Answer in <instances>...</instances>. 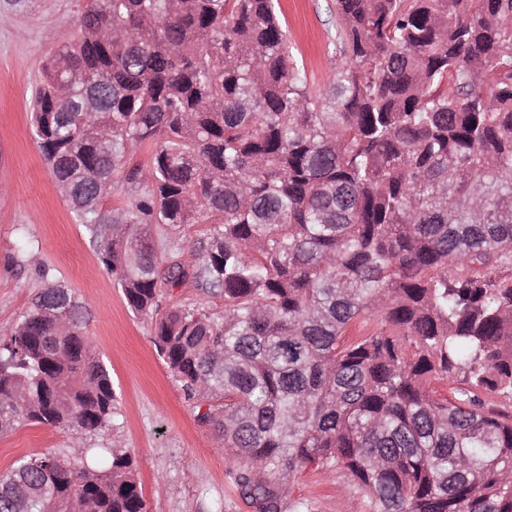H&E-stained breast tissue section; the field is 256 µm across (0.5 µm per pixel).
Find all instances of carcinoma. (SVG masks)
I'll use <instances>...</instances> for the list:
<instances>
[{
  "instance_id": "carcinoma-1",
  "label": "carcinoma",
  "mask_w": 512,
  "mask_h": 512,
  "mask_svg": "<svg viewBox=\"0 0 512 512\" xmlns=\"http://www.w3.org/2000/svg\"><path fill=\"white\" fill-rule=\"evenodd\" d=\"M278 0H86L31 124L99 260L258 512L344 469L372 512H512V0H336L322 94ZM157 148L147 168L126 167ZM124 181L141 192L109 214ZM208 224L201 256L171 234ZM191 278L224 314L160 315ZM71 289L0 335V434L109 427L117 396ZM461 379L452 397L436 382ZM0 512H147L130 453L17 458Z\"/></svg>"
}]
</instances>
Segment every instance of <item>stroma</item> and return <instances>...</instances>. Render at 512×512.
I'll list each match as a JSON object with an SVG mask.
<instances>
[{
    "mask_svg": "<svg viewBox=\"0 0 512 512\" xmlns=\"http://www.w3.org/2000/svg\"><path fill=\"white\" fill-rule=\"evenodd\" d=\"M288 45L312 93L325 92L344 59L335 0H278ZM85 0H0V333L13 326L44 281L71 288L89 310L88 332L112 371L111 425L84 434L87 448H122L137 462L148 512H257L237 485L214 425L157 356L151 318L127 308L97 249L59 195L30 126L31 90L62 33L78 35ZM73 434L23 424L0 436V473L19 457L71 451ZM280 512H371L341 469L306 466L290 479Z\"/></svg>",
    "mask_w": 512,
    "mask_h": 512,
    "instance_id": "obj_1",
    "label": "stroma"
}]
</instances>
